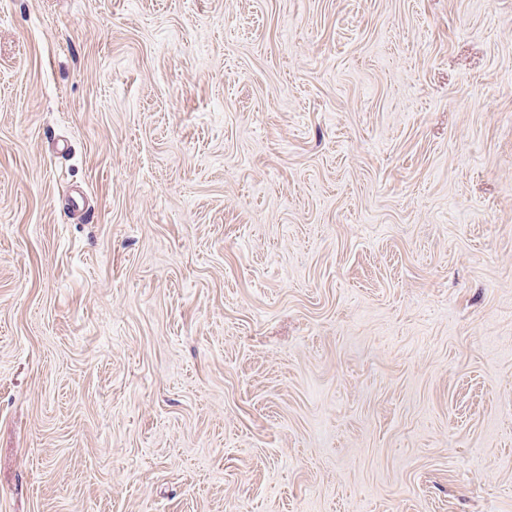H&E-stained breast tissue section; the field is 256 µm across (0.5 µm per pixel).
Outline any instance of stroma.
Returning a JSON list of instances; mask_svg holds the SVG:
<instances>
[{
    "mask_svg": "<svg viewBox=\"0 0 512 512\" xmlns=\"http://www.w3.org/2000/svg\"><path fill=\"white\" fill-rule=\"evenodd\" d=\"M0 512H512V0H0Z\"/></svg>",
    "mask_w": 512,
    "mask_h": 512,
    "instance_id": "obj_1",
    "label": "stroma"
}]
</instances>
